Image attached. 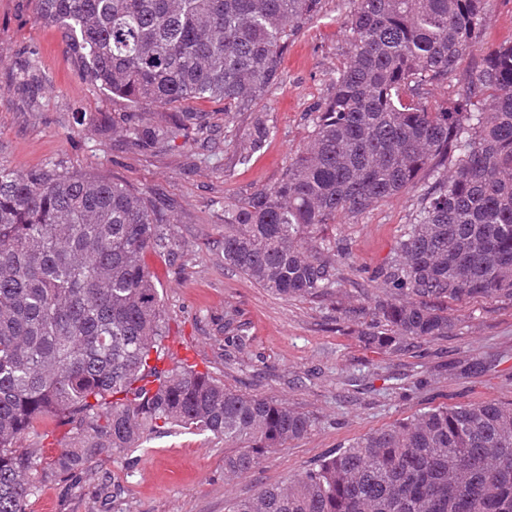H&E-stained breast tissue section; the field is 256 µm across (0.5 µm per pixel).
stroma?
I'll list each match as a JSON object with an SVG mask.
<instances>
[{
  "mask_svg": "<svg viewBox=\"0 0 512 512\" xmlns=\"http://www.w3.org/2000/svg\"><path fill=\"white\" fill-rule=\"evenodd\" d=\"M349 0H323L317 19L289 44L281 82L257 110L273 134L237 164L252 114L224 127L220 104L189 109L213 128L208 158L185 167L195 142L137 148L119 122L126 101L83 81L60 33L40 24L29 0H0V166L15 171L52 164L98 173L169 205L172 251H148L167 327V362L189 359L224 385L309 413L302 439L268 453L250 474L229 478V449L209 433L155 435L127 455H105L74 478L40 483L27 512H226L229 500L287 480L359 437L421 410L496 400L512 402V303L478 301L457 308L447 337L400 355L365 345L358 328L336 319L337 302L369 303L374 272L393 256L413 195L358 216H340L323 236L347 244L353 262L331 297L285 299L224 264V206L277 184L311 136V118L332 92L348 56L341 24ZM37 49L43 75L35 98L14 88L10 68Z\"/></svg>",
  "mask_w": 512,
  "mask_h": 512,
  "instance_id": "35a3bbf8",
  "label": "stroma"
}]
</instances>
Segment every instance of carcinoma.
Wrapping results in <instances>:
<instances>
[{
	"instance_id": "cac0c4a2",
	"label": "carcinoma",
	"mask_w": 512,
	"mask_h": 512,
	"mask_svg": "<svg viewBox=\"0 0 512 512\" xmlns=\"http://www.w3.org/2000/svg\"><path fill=\"white\" fill-rule=\"evenodd\" d=\"M80 77L140 115L138 147L203 126L183 106L224 104V128L272 93L284 53L322 0H30ZM350 52L282 179L224 207V264L285 298L318 299L348 260L320 235L416 193L380 272L384 296L364 342L404 354L448 335L449 305L512 302V44L483 48L492 0H350ZM473 64L462 66L465 58ZM39 89L37 52L11 74ZM460 86L429 105L425 86ZM163 110L168 121L151 115ZM272 134L257 112L246 164ZM166 209L129 185L47 165L0 166V512H27L31 475L76 476L153 434L210 432L240 450L224 474L304 437L311 417L224 386L185 362L159 366L163 310L144 254L163 244ZM51 415L68 444L43 464L17 441ZM227 512H512V404L435 407L367 433Z\"/></svg>"
}]
</instances>
